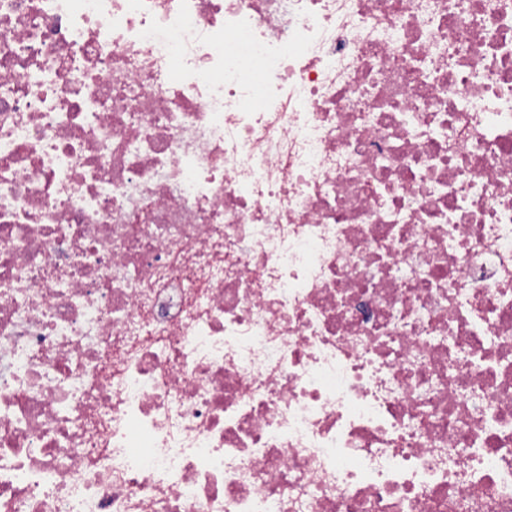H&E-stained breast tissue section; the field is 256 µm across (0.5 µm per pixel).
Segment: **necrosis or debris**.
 Segmentation results:
<instances>
[{"instance_id":"necrosis-or-debris-1","label":"necrosis or debris","mask_w":512,"mask_h":512,"mask_svg":"<svg viewBox=\"0 0 512 512\" xmlns=\"http://www.w3.org/2000/svg\"><path fill=\"white\" fill-rule=\"evenodd\" d=\"M0 512H512V0H0Z\"/></svg>"}]
</instances>
